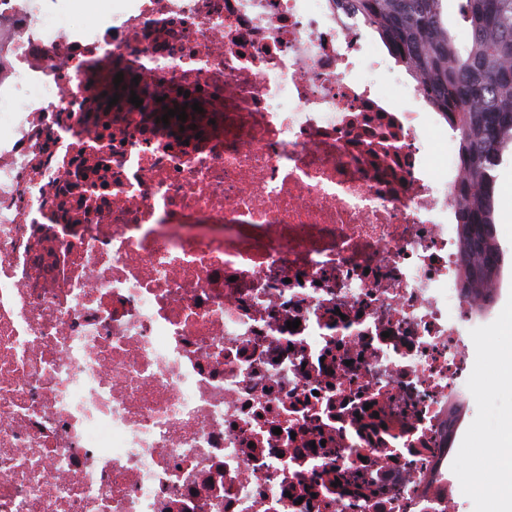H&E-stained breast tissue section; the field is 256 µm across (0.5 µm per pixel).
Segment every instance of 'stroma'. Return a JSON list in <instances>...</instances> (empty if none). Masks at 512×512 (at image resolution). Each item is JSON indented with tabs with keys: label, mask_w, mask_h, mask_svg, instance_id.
<instances>
[{
	"label": "stroma",
	"mask_w": 512,
	"mask_h": 512,
	"mask_svg": "<svg viewBox=\"0 0 512 512\" xmlns=\"http://www.w3.org/2000/svg\"><path fill=\"white\" fill-rule=\"evenodd\" d=\"M496 177V232L504 256L500 275L506 284L495 295L492 319L457 323L469 354L468 372L457 385L465 413L449 462L457 512H501L503 504L496 496V484L512 476L507 468L496 467L481 490H472L466 484L480 457L496 446L490 429L512 426V371L497 354L499 337L512 333L506 320L512 313V148L505 152Z\"/></svg>",
	"instance_id": "stroma-1"
}]
</instances>
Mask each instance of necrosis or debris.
I'll list each match as a JSON object with an SVG mask.
<instances>
[{"instance_id":"obj_1","label":"necrosis or debris","mask_w":512,"mask_h":512,"mask_svg":"<svg viewBox=\"0 0 512 512\" xmlns=\"http://www.w3.org/2000/svg\"><path fill=\"white\" fill-rule=\"evenodd\" d=\"M44 3L0 0V512H455L447 114L334 0ZM68 4L69 2L64 0H59L56 1L55 3H51V8L58 16L57 25L59 28H62L66 33H69V31L74 26H81L86 30H92L103 25L98 20L99 17H104L102 14L98 12H96V14H93L92 11H87L86 13L78 16L71 15L68 12ZM421 143L429 175L435 179L441 178L445 173L446 162L452 159L448 134L426 129L421 132Z\"/></svg>"}]
</instances>
